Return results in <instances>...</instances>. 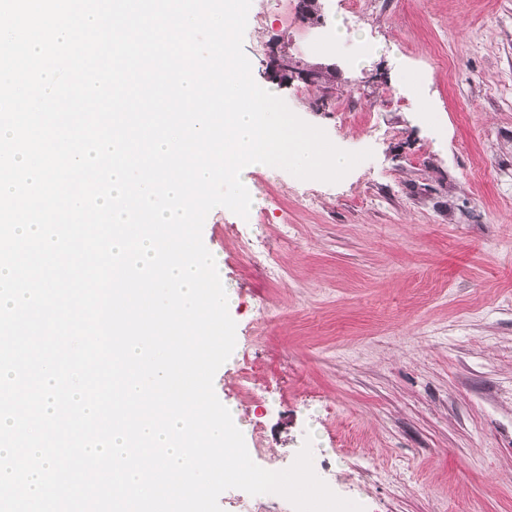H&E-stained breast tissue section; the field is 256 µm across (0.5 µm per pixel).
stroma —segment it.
<instances>
[{"instance_id":"35a3bbf8","label":"stroma","mask_w":512,"mask_h":512,"mask_svg":"<svg viewBox=\"0 0 512 512\" xmlns=\"http://www.w3.org/2000/svg\"><path fill=\"white\" fill-rule=\"evenodd\" d=\"M252 0L243 50L269 83L336 65L330 88L277 94L347 151L340 182L268 165L248 218L208 214L235 295L214 377L262 468L311 443L317 475L365 512H512V0ZM346 34L336 38V26ZM223 512H293L229 489ZM269 71L280 81L283 79L287 82L297 80L304 85L311 86L319 82L323 67L308 64L291 67L288 65V59L284 58L281 50H278V46H276L275 51L272 50L269 56Z\"/></svg>"}]
</instances>
